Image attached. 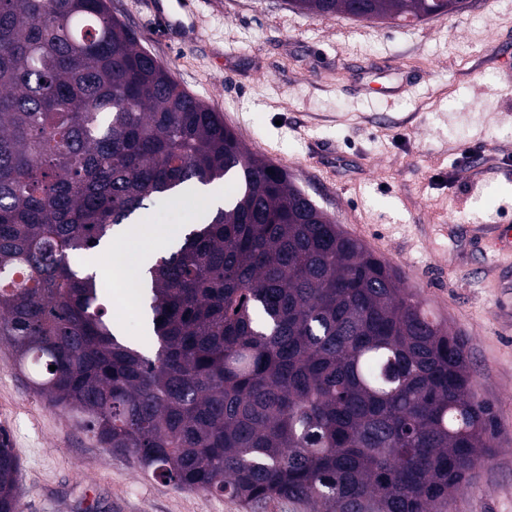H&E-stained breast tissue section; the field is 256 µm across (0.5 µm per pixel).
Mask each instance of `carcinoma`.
Segmentation results:
<instances>
[{"mask_svg":"<svg viewBox=\"0 0 512 512\" xmlns=\"http://www.w3.org/2000/svg\"><path fill=\"white\" fill-rule=\"evenodd\" d=\"M288 4L396 22L464 0ZM231 176L238 195L148 269L147 355L73 256ZM0 343L112 454L244 505L449 512L494 451L463 339L186 92L108 0H0ZM18 471L1 431L0 512H19Z\"/></svg>","mask_w":512,"mask_h":512,"instance_id":"1","label":"carcinoma"}]
</instances>
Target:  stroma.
<instances>
[{"label":"stroma","instance_id":"obj_1","mask_svg":"<svg viewBox=\"0 0 512 512\" xmlns=\"http://www.w3.org/2000/svg\"><path fill=\"white\" fill-rule=\"evenodd\" d=\"M151 2L110 9L465 340L498 435L450 512H512V287L501 285L512 257L477 249L512 221V74L501 59L512 0H466L456 14L401 25L307 14L287 0H189L187 27L173 33ZM201 213L183 193L132 228L148 242ZM0 429L20 460L21 512H308L287 501L250 511L143 476L36 394L4 345Z\"/></svg>","mask_w":512,"mask_h":512}]
</instances>
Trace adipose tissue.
<instances>
[{
	"instance_id": "adipose-tissue-1",
	"label": "adipose tissue",
	"mask_w": 512,
	"mask_h": 512,
	"mask_svg": "<svg viewBox=\"0 0 512 512\" xmlns=\"http://www.w3.org/2000/svg\"><path fill=\"white\" fill-rule=\"evenodd\" d=\"M171 237V230L162 229L155 242L145 245L138 242L132 231H118L115 241L106 245L108 262L99 268V275L120 284L122 300L135 302L144 270L153 262L158 245L167 243Z\"/></svg>"
}]
</instances>
